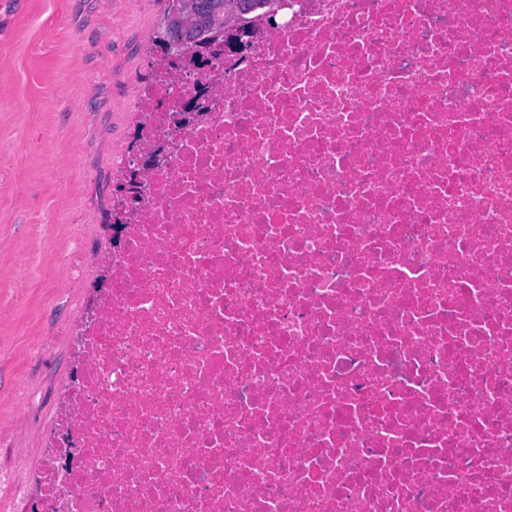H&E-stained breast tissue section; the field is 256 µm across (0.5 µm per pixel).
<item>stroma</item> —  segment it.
Returning <instances> with one entry per match:
<instances>
[{
	"instance_id": "stroma-1",
	"label": "stroma",
	"mask_w": 512,
	"mask_h": 512,
	"mask_svg": "<svg viewBox=\"0 0 512 512\" xmlns=\"http://www.w3.org/2000/svg\"><path fill=\"white\" fill-rule=\"evenodd\" d=\"M167 0H0V512H32Z\"/></svg>"
}]
</instances>
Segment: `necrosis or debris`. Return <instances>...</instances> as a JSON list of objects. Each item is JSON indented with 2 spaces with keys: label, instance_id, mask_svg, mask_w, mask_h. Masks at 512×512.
<instances>
[{
  "label": "necrosis or debris",
  "instance_id": "1",
  "mask_svg": "<svg viewBox=\"0 0 512 512\" xmlns=\"http://www.w3.org/2000/svg\"><path fill=\"white\" fill-rule=\"evenodd\" d=\"M83 329L41 512H512V0H281Z\"/></svg>",
  "mask_w": 512,
  "mask_h": 512
}]
</instances>
